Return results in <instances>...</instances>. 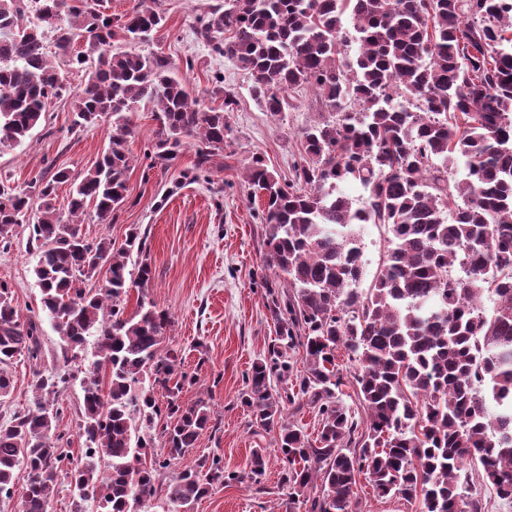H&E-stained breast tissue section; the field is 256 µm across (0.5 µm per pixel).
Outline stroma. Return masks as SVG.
<instances>
[{
    "mask_svg": "<svg viewBox=\"0 0 512 512\" xmlns=\"http://www.w3.org/2000/svg\"><path fill=\"white\" fill-rule=\"evenodd\" d=\"M217 2L148 0L166 22L136 49L167 56L174 76L202 102H209L208 91L219 79L236 91L239 104L226 115L230 135L223 152L215 156L210 170L196 173L199 143L189 139L171 164L148 168L144 155L155 142L158 123L150 106H142L129 115L136 160L127 174V200L116 221L101 223L91 208L81 218L82 232L90 239L105 236L121 246L130 233L145 237L152 269L149 297L171 318L163 346L177 350L184 371L195 377L179 399L185 405L210 400L214 429L161 473L148 512H168L166 492L173 478L201 456L220 454L225 471L239 473L248 469L256 448L266 454L260 484L233 481L215 486L195 503L193 512H285L288 502V463L276 446L277 435L255 436L250 413L241 403L246 373L257 359L268 357L276 338L268 291L280 286L265 260L259 220L263 202L251 200L245 175L252 155L258 154L269 170L289 176L300 158L299 131L318 121L326 106L309 88L297 87L289 90L284 112H266L249 92L248 74L231 59L211 54L199 36ZM72 107L70 97L52 99L28 137L0 148V172H10L23 186L35 175L59 168L75 176L92 168L107 145L109 122L104 119L69 133ZM29 234L28 225L16 226L10 250L0 251V278L9 282L21 316L39 323L42 353L36 361L19 357L11 367L13 391L0 405V421L31 407L33 371L66 370L59 335L41 307ZM60 401L65 408L57 426L62 444L81 454L85 437L80 377L70 379Z\"/></svg>",
    "mask_w": 512,
    "mask_h": 512,
    "instance_id": "obj_1",
    "label": "stroma"
}]
</instances>
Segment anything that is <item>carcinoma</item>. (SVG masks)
<instances>
[{"mask_svg": "<svg viewBox=\"0 0 512 512\" xmlns=\"http://www.w3.org/2000/svg\"><path fill=\"white\" fill-rule=\"evenodd\" d=\"M110 17L97 0H0V146L20 143L44 118L53 97L73 94L70 131L112 119L101 159L80 178L57 169L26 186L0 176V248L15 226L34 219L28 245L43 311L53 320L62 357L73 361L95 338L84 370L79 457L58 446L56 422L68 378L34 371L33 407L0 422V496L13 494L14 471L27 470L20 512H51L58 482L72 488L74 512H145L157 473L196 447L209 429V401L182 405L192 381L177 352L162 348L169 314L148 299L151 266L133 232L119 248L81 232L86 205L110 223L127 199L128 113L154 106L159 128L149 167L176 159L196 138L195 169L207 171L224 150L232 89L217 81L213 108L190 98L170 60L112 48L135 43L165 17L143 6ZM512 0H224L200 29L215 53L250 78L251 95L277 115L288 90L310 87L331 109L299 132L300 161L282 179L252 156L248 183L263 197L269 268L284 294L269 289L277 321L270 357L246 375L242 404L253 425L278 432L294 492L286 512H351L359 477L377 496L398 497L415 512H482L469 486L479 483L512 501ZM68 66L86 68L71 92L50 59L46 32ZM86 50L73 51L78 40ZM357 44L355 58L347 53ZM362 189L361 205L338 190ZM71 185L67 214L56 189ZM387 228L388 246L370 288H358L363 245L357 227ZM136 279H127L131 255ZM96 288H84L89 281ZM136 308L126 313L131 289ZM497 298L492 313L483 293ZM39 323L21 319L0 279V402L12 392L18 356L38 359ZM356 363L352 379L336 352ZM301 352L295 385L272 378ZM167 392L160 405L151 387ZM356 392L364 415L345 404ZM317 411L310 439L283 415L300 400ZM166 452L148 455L154 438ZM265 449L249 470L225 472L214 454L170 484V512H191L215 485L259 484ZM470 466L474 472L465 470Z\"/></svg>", "mask_w": 512, "mask_h": 512, "instance_id": "1", "label": "carcinoma"}]
</instances>
